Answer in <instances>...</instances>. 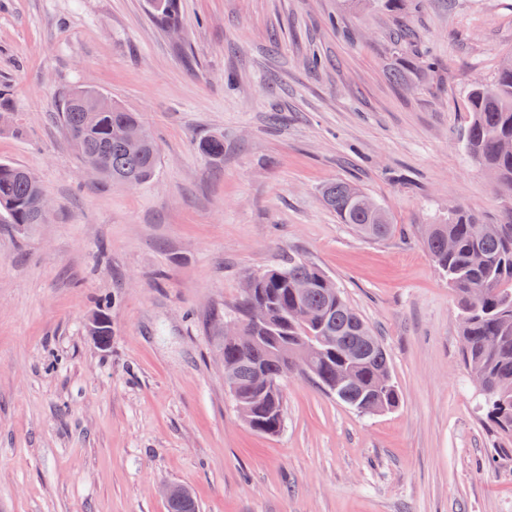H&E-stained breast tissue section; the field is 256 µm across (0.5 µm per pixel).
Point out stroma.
I'll list each match as a JSON object with an SVG mask.
<instances>
[{
	"instance_id": "stroma-1",
	"label": "stroma",
	"mask_w": 512,
	"mask_h": 512,
	"mask_svg": "<svg viewBox=\"0 0 512 512\" xmlns=\"http://www.w3.org/2000/svg\"><path fill=\"white\" fill-rule=\"evenodd\" d=\"M175 23L152 0H0V161L52 206L0 224V512H167L166 484L200 512H512V442L483 420L420 235L453 205L499 218L463 132L469 87L512 54V0H177ZM78 88L138 113L154 179L84 168L57 117ZM212 135L223 158L199 147ZM336 180L387 210L388 235L322 204ZM293 255L380 337L396 409L363 415L289 377L279 435L243 421L224 315ZM103 305L104 346L88 329Z\"/></svg>"
}]
</instances>
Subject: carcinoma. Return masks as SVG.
Returning <instances> with one entry per match:
<instances>
[{
    "instance_id": "1",
    "label": "carcinoma",
    "mask_w": 512,
    "mask_h": 512,
    "mask_svg": "<svg viewBox=\"0 0 512 512\" xmlns=\"http://www.w3.org/2000/svg\"><path fill=\"white\" fill-rule=\"evenodd\" d=\"M157 22L174 23L173 0H154ZM76 90L62 106L60 121L83 162H98L102 176L114 183L149 181L156 173L157 144L148 130L139 149L127 146L126 133L142 127L137 114L110 98L96 112L85 111ZM471 119L465 133L468 156L493 178L503 207L500 221L484 223L459 206L439 224L423 245L454 291L460 313L463 361L481 392L486 423L512 441V57L500 64L494 81L474 86L467 97ZM209 157L224 156V139L201 143ZM39 186L16 163L0 162V223L23 229L38 224ZM323 204L343 224L377 239L390 229L386 211L367 203V195L344 181L326 184ZM453 249H448V242ZM328 276L305 261L288 260L253 277L251 292L241 297L235 319L245 327L243 342L222 340L224 381L247 425L275 436L285 423L282 387L269 388V377L311 376L336 400L359 413L399 406L400 391L392 379L387 352L371 327L351 307L340 289L324 285ZM309 288L300 293L298 285ZM304 342L322 353L310 371L296 355Z\"/></svg>"
}]
</instances>
